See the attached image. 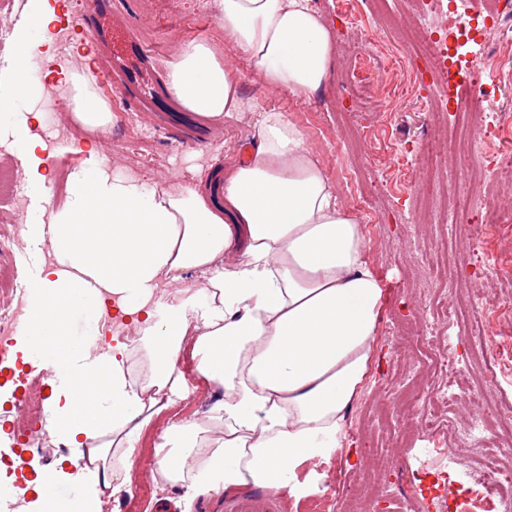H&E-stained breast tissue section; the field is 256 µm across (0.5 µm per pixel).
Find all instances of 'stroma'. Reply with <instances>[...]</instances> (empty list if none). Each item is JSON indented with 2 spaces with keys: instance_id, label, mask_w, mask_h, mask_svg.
Returning <instances> with one entry per match:
<instances>
[{
  "instance_id": "35a3bbf8",
  "label": "stroma",
  "mask_w": 512,
  "mask_h": 512,
  "mask_svg": "<svg viewBox=\"0 0 512 512\" xmlns=\"http://www.w3.org/2000/svg\"><path fill=\"white\" fill-rule=\"evenodd\" d=\"M96 3L97 0H65L60 13L57 58L68 69L82 74L87 71V48L97 49L99 67H106L109 56L107 45L93 43L89 34ZM312 4L332 40L330 73L316 96L303 99L271 90L251 61L236 55L231 61L242 76L246 101L277 109L294 120L300 112H315V124L302 127L307 141L319 154L328 176H335L340 165L351 172L352 188L336 186L337 197L345 199L351 192L369 203V211L361 215L366 228L367 259L379 277L395 282L398 292L386 301L375 363L348 416L351 448L345 454L303 464L297 471V480L305 485V494L268 492L269 512H310L315 495L321 497L324 512H360L366 501L377 512H434L426 492L434 481L433 475L424 476L419 485L410 475L416 456L421 449L430 447L431 440L412 427L414 399L405 382L414 378L423 390L430 384L422 373L427 357L417 346L416 338L424 319V303L433 290L418 257L449 225L447 218L425 214L414 192L430 146L427 120L436 78L426 60L409 56L394 28L395 17L407 12L405 0H389L384 13L373 0H362L364 26L360 29L338 13L336 0H312ZM112 17L130 25L159 77L164 76L176 44L195 37L219 46L224 43V31L208 0H112ZM365 29L376 34L402 65L414 69L412 91L400 97L382 121L345 90L350 79V51ZM32 79L43 86L42 102L62 104L61 120L68 126L71 140L96 142L99 157L112 174L127 171L146 175L159 186L174 189L196 187L224 168L228 159L240 158L251 140V128L246 122L228 119L212 126L209 143L189 146L175 129L160 126L153 113L139 107L135 91L119 93L107 83L97 92L111 107L112 125L103 134L88 131L75 122L71 107L65 106V86L41 71L33 73ZM371 132L377 133L381 151L397 150L402 154L397 185L392 190L382 187L387 172L380 161L366 158L359 151L361 136ZM37 242L27 227L16 226L9 209H0V306L12 303L19 280L28 279L26 258ZM495 331L490 347L504 353L505 358L491 389L498 403L512 407V307L497 313ZM176 366L185 377L195 380L204 403L194 407L181 401L153 419L134 457L132 482L161 480L159 472L147 467L146 462L154 458L157 436L170 426L172 413L201 417L223 397L216 385L198 375L191 340H184ZM255 490V485L248 484L190 497L182 484L169 481L165 483L164 497L174 501L178 512H203L207 504L220 512H235V497Z\"/></svg>"
}]
</instances>
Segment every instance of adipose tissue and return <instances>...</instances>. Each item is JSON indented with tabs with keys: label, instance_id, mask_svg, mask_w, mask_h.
<instances>
[{
	"label": "adipose tissue",
	"instance_id": "1",
	"mask_svg": "<svg viewBox=\"0 0 512 512\" xmlns=\"http://www.w3.org/2000/svg\"><path fill=\"white\" fill-rule=\"evenodd\" d=\"M59 0H28L0 80V144L25 165L43 196L46 145L33 133L41 94L34 59L56 60ZM224 41L267 86L311 98L331 62V37L310 0H212ZM74 115L106 131L112 112L85 76L65 73ZM237 70L204 40L179 44L165 86L185 110L221 121L250 118L251 151L224 175V204L207 190L163 189L108 175L96 149L68 172L53 210L26 225L49 240L52 262L28 285L18 349L55 360L51 419L80 451V481L55 478L60 495L39 512H102L101 489L130 482L133 457L154 415L181 400L187 380L174 358L194 337L196 369L224 397L209 423L170 429L156 446L160 474L188 494L253 483L300 494L295 471L344 449L347 415L376 356L385 301L359 216L339 203L316 152L284 113L246 102ZM203 274L170 304L158 298L185 270ZM131 326L107 337V321ZM82 322L80 334L71 325ZM114 442H105V435ZM193 466H186L188 457Z\"/></svg>",
	"mask_w": 512,
	"mask_h": 512
}]
</instances>
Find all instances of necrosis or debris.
Segmentation results:
<instances>
[{"label": "necrosis or debris", "instance_id": "obj_1", "mask_svg": "<svg viewBox=\"0 0 512 512\" xmlns=\"http://www.w3.org/2000/svg\"><path fill=\"white\" fill-rule=\"evenodd\" d=\"M459 21L452 30L451 40L436 37L437 11L432 0H418L423 16L419 25L406 28L404 41L408 51L428 59L436 70L438 80L448 73L450 50L465 48L469 80L464 97L436 90L437 109L449 112L450 120L443 132L448 151L461 157H472L480 152L485 137L512 128V119L497 118L483 121L487 102L495 95L500 82L512 81V67L497 70L488 76L485 61L497 46L498 34L512 27V0H483L481 7H473L470 0H452ZM359 72L349 86V93L375 112L387 111L392 93L405 82L397 66L386 63L379 42L372 34H365L356 56ZM464 179L474 187L473 192L460 193L448 187L439 168L426 171L419 199L425 203L440 202L455 220L477 216L475 234H483L493 227L512 226V209H502L487 202L478 193V186L494 181L512 184V153H501L482 161L479 166L466 168ZM459 242L453 238L429 248L422 255V265L430 281L440 292L428 306L421 343L432 350L435 371L440 377L421 398V412L414 425L418 432L435 438L436 444L427 460L421 461L417 471L427 475L435 459L454 458V449L446 447L443 438L457 426H464L473 441L481 448L478 456L466 468L464 477L454 490L439 488L436 494L438 512H512V410L497 406L487 407L485 393L478 389L469 375L457 369V359L451 349L436 348L435 339L441 325L456 326L474 336L472 354L482 362L483 374L495 378L499 364L497 357L489 356L482 338L488 333L489 320L498 310L512 304L511 293H501V286L512 288V260L481 272L487 288L476 292H462L465 280L460 266ZM43 398L38 385H30L12 406V426L25 432L28 447L38 449L44 456L58 455L54 437L46 425Z\"/></svg>", "mask_w": 512, "mask_h": 512}]
</instances>
